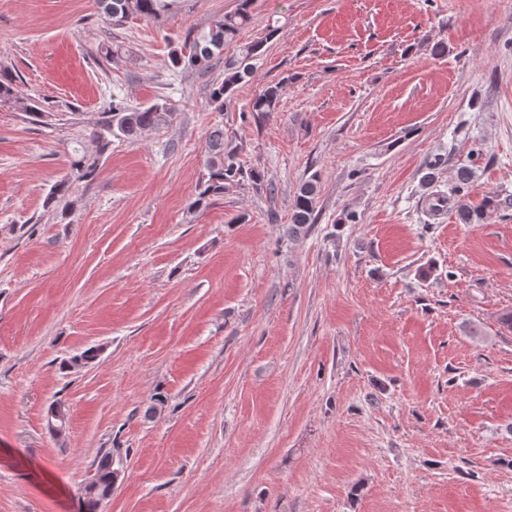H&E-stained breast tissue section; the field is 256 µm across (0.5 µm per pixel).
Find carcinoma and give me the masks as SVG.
I'll return each mask as SVG.
<instances>
[{
  "instance_id": "obj_1",
  "label": "carcinoma",
  "mask_w": 512,
  "mask_h": 512,
  "mask_svg": "<svg viewBox=\"0 0 512 512\" xmlns=\"http://www.w3.org/2000/svg\"><path fill=\"white\" fill-rule=\"evenodd\" d=\"M254 0H237L234 11L213 20L203 28L188 32L181 49H174L169 54L171 66L178 70H195L206 72L212 61L221 56L224 44L232 41L238 31L252 20ZM97 12L114 27L125 24L133 16L151 20L159 17L169 3L166 0H95ZM281 26L274 22L267 25L265 38L240 48L237 59L224 64V79L212 84L210 105L217 112L224 111V103L229 100L240 84L250 81L254 74V61L264 52L265 44L275 38ZM18 76L8 67H0V104L19 101L17 89ZM288 79L265 86L253 99L251 112L257 121L277 111L281 93ZM172 115L169 103L155 102L146 107L132 109L121 98L112 97L107 119L101 130L92 132L99 151H104L110 143V137L123 136L135 138L143 132L157 126ZM205 180L198 185V192L190 209L199 212L208 208L211 201L224 194L225 190L244 181L251 183L255 189L268 188L261 172L246 169L238 158V148L224 141V128L216 127L207 136ZM72 170L80 179L93 175L96 163L85 154L74 153L71 159ZM470 171L463 169L458 174L459 195L455 212L463 224H477L482 220L483 210L464 200L462 193L468 188ZM317 180L316 176L302 182L291 204V219L288 224V236L297 238L307 232L318 220L316 210ZM120 457L108 451L97 461L95 475L85 487L84 512H99V508L112 496L113 487L121 470Z\"/></svg>"
}]
</instances>
